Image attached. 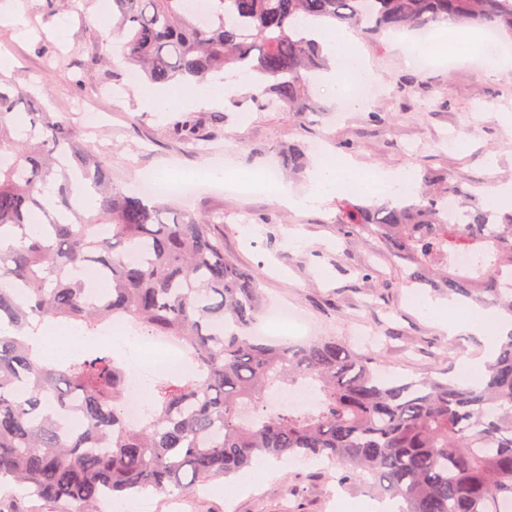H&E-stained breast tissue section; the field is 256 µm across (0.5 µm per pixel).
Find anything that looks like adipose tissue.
Wrapping results in <instances>:
<instances>
[{
	"label": "adipose tissue",
	"instance_id": "adipose-tissue-1",
	"mask_svg": "<svg viewBox=\"0 0 512 512\" xmlns=\"http://www.w3.org/2000/svg\"><path fill=\"white\" fill-rule=\"evenodd\" d=\"M311 38L322 48L330 62L329 71L323 72L321 79L336 89V97L348 99L351 86L366 71L364 60L357 48V38L345 27L331 24L316 25L310 31ZM226 86L220 77H212L203 85L190 91L178 92L174 88L144 86L138 88L137 96L142 104L153 112L169 111L174 98H182L189 104L203 103L216 105L224 98ZM246 187L255 191L272 190L278 201L288 209L301 212L313 206L321 198L352 188L361 193H372L381 188L385 196L414 194L416 183L411 174L378 173L373 180L354 176L347 166L331 159L317 161L307 192L300 193L288 184L269 188L264 178L254 174L245 179ZM426 306L438 316L439 326L447 333L457 335L474 330L480 331L486 338V356L493 355L499 342L512 334V324L497 317L492 312H482L480 324H473L455 315L454 304L427 301Z\"/></svg>",
	"mask_w": 512,
	"mask_h": 512
}]
</instances>
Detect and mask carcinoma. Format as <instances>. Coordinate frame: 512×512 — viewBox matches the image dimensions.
<instances>
[{
  "label": "carcinoma",
  "mask_w": 512,
  "mask_h": 512,
  "mask_svg": "<svg viewBox=\"0 0 512 512\" xmlns=\"http://www.w3.org/2000/svg\"><path fill=\"white\" fill-rule=\"evenodd\" d=\"M205 15L184 0H112L115 52L156 84L201 83L238 70L267 82L284 112L319 111L309 82L327 69L303 23L328 19L376 35L429 29L443 19L512 41V0H208ZM51 74L68 58L44 48ZM0 73V482L53 512H97L104 497L144 490L186 494L264 457L325 456L345 484L367 473L400 512H504L512 503V335L477 383L388 376L382 352H358L334 336L301 345L253 335L263 313L260 269L224 255V213L187 215L122 190L85 130L25 99ZM282 166L301 174L305 151ZM88 184L95 207L72 199ZM440 186L382 206L347 203L338 221L405 263L398 286L446 291L512 318V212L477 197L465 223L446 220ZM481 255L474 273L451 275L458 253ZM100 271L97 288L84 275ZM121 317L190 350L191 376L150 388L147 422L127 423V375L104 346L66 366L37 355L30 332L49 321L94 336ZM319 383L316 407L264 410L279 381Z\"/></svg>",
  "instance_id": "carcinoma-1"
}]
</instances>
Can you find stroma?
<instances>
[{
    "mask_svg": "<svg viewBox=\"0 0 512 512\" xmlns=\"http://www.w3.org/2000/svg\"><path fill=\"white\" fill-rule=\"evenodd\" d=\"M21 6L51 42L76 50L77 63L45 75L39 39L1 28L0 57L9 59L10 76L23 88L47 83L51 111L71 123H81L86 106L100 107L102 122L89 141L109 159L114 182L124 188L136 187L148 174L173 180L216 167L226 170L230 182L273 168L280 181L303 191L308 174L279 167L282 151L290 147L307 150L314 160L322 154L339 157L368 173L446 174L484 201L492 187L512 182V68L486 75L480 54L450 56L420 69L412 51L395 49L388 35L362 36L358 49L379 94L349 112H338L335 93L321 83L312 88L320 106L316 115L264 109L253 99L250 80L239 78L220 106L178 105L157 113L141 106L135 89L142 79L132 71L125 90L108 106L100 104L108 69L86 59L107 47L110 0H78L75 10L53 18L46 15L45 0H22ZM186 117L196 128L191 144L174 130ZM354 199L340 192L295 212L273 193L239 192L230 183H204L175 197L192 212L223 211L225 253L243 268H261L268 305L298 309L314 336L389 333L386 361L395 375L434 376L449 362L482 356L481 337H451L434 322L423 306L430 290L402 286L403 264L356 236L338 234L341 205ZM276 467L275 479L246 489L235 475L225 479L223 494L188 495L182 512H348L349 503L375 497L368 485H340L338 467L326 459H285ZM290 480L303 484L305 494L290 497Z\"/></svg>",
    "mask_w": 512,
    "mask_h": 512,
    "instance_id": "35a3bbf8",
    "label": "stroma"
}]
</instances>
